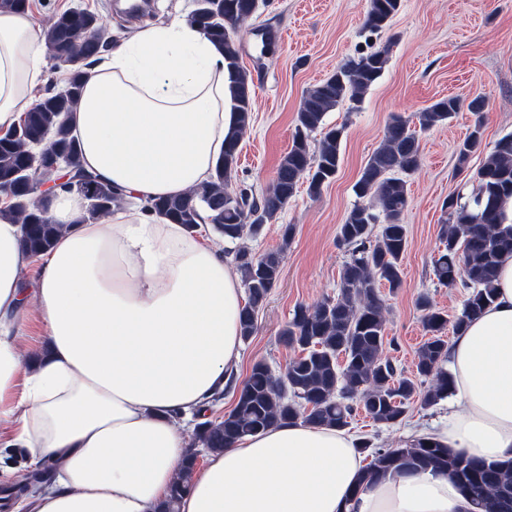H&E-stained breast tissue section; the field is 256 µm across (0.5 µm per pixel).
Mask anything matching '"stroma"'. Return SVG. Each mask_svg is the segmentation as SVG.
I'll return each mask as SVG.
<instances>
[{
    "label": "stroma",
    "mask_w": 512,
    "mask_h": 512,
    "mask_svg": "<svg viewBox=\"0 0 512 512\" xmlns=\"http://www.w3.org/2000/svg\"><path fill=\"white\" fill-rule=\"evenodd\" d=\"M369 0H270L267 7L237 27L240 63L251 71L252 121L238 148L231 190L262 197L287 153L305 91L333 74L367 46L387 49L383 74L363 93L357 110L339 105L327 112L323 127L310 137L319 146L325 130L343 127L341 163L319 195H309L300 180L295 196L276 221L242 246L263 254L287 244L281 274L257 314V328L241 348L235 370L244 381L254 362L283 371L295 356L281 330L300 305L337 297L339 277L349 254L338 239L340 224L356 202L353 186L370 156L385 141L391 115L417 129L416 116L436 100L482 96L481 146L466 163L457 148L474 117L457 112L445 125L419 132L421 163L409 177V203L403 216L408 244L401 260L402 286H381L385 307V352L405 375H413L425 331L419 297H427L449 318L461 314L468 291L438 284L432 262L440 247V226L448 198L467 202L476 192L475 174L495 142L512 135V0H402L386 28L373 35L362 30ZM290 242H283L284 230ZM47 330L37 306H29L19 341L22 376L33 372L35 357L47 350ZM448 413L447 401L426 407L409 402L401 423L385 426L358 413L349 431L377 448H395L427 434Z\"/></svg>",
    "instance_id": "obj_1"
}]
</instances>
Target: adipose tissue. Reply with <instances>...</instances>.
I'll list each match as a JSON object with an SVG mask.
<instances>
[{
  "label": "adipose tissue",
  "instance_id": "adipose-tissue-1",
  "mask_svg": "<svg viewBox=\"0 0 512 512\" xmlns=\"http://www.w3.org/2000/svg\"><path fill=\"white\" fill-rule=\"evenodd\" d=\"M41 39L29 13L0 11V130L34 101ZM71 126L83 165L138 209L109 225L58 192L67 232L34 256L0 203V421L8 447L56 466L35 512H156L190 453L185 434L241 359L243 287L222 247L146 211L209 180L236 127L223 52L187 19L135 27L92 71ZM37 265L35 289L21 274ZM49 337L43 365L18 388L28 301ZM448 417L432 438L487 462L512 460V256L495 298L449 351ZM345 430L279 424L209 454L180 512H471L449 478L407 470L365 481Z\"/></svg>",
  "mask_w": 512,
  "mask_h": 512
}]
</instances>
